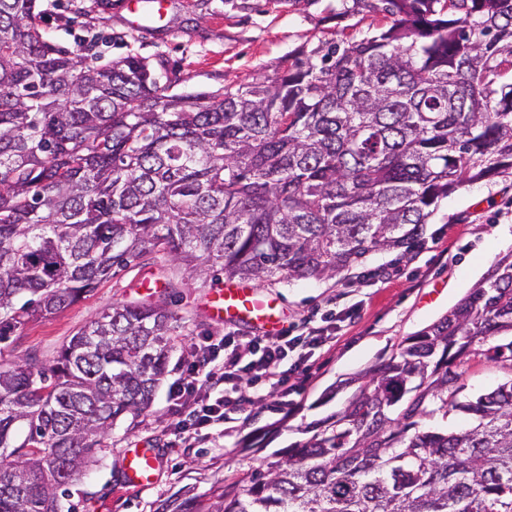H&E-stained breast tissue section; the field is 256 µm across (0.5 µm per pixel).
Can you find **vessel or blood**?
Segmentation results:
<instances>
[{"label":"vessel or blood","instance_id":"b4317fda","mask_svg":"<svg viewBox=\"0 0 512 512\" xmlns=\"http://www.w3.org/2000/svg\"><path fill=\"white\" fill-rule=\"evenodd\" d=\"M207 311L217 322H235L264 332H271L283 323V316L271 300L254 288L228 284L211 292ZM158 457L153 449L130 447L124 453L123 477L128 486L147 487L154 483Z\"/></svg>","mask_w":512,"mask_h":512}]
</instances>
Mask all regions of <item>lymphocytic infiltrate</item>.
<instances>
[{
  "label": "lymphocytic infiltrate",
  "instance_id": "f902f5d3",
  "mask_svg": "<svg viewBox=\"0 0 512 512\" xmlns=\"http://www.w3.org/2000/svg\"><path fill=\"white\" fill-rule=\"evenodd\" d=\"M332 341L330 328L321 325L306 326L298 335L286 328L275 336H257L245 346L231 331L200 337L169 390V400L181 414L175 425L178 445L193 447L203 431L233 421L245 377L263 379L269 396H278L288 382L283 362L291 357L304 361L307 351Z\"/></svg>",
  "mask_w": 512,
  "mask_h": 512
}]
</instances>
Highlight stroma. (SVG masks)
<instances>
[{
    "mask_svg": "<svg viewBox=\"0 0 512 512\" xmlns=\"http://www.w3.org/2000/svg\"><path fill=\"white\" fill-rule=\"evenodd\" d=\"M39 4L41 29L49 40L90 47L105 61L130 54L165 61L180 76L178 91L195 93L252 77L275 78L288 53L345 33L363 36L381 20L364 10L341 15L340 0H173L167 21L158 24L133 23L119 0ZM511 251L512 175L505 173L461 186L442 199L418 250L403 256L374 253L363 268L343 278L262 285L261 293L285 310L288 324L311 320L332 327L336 340L312 350L306 365L290 374L288 397H269L257 381L244 384L242 421L224 424L221 433L184 450L169 445L178 420L169 388L193 337L219 328L205 313L218 280H188L174 304L180 338L150 412L118 423L86 473L60 488L64 512H160L166 502L207 493L225 475L258 465L299 440L308 423L340 409L349 395L346 381L386 361L402 340L447 314ZM152 277L149 265L119 272L77 303L27 324L0 349V361L29 354L52 361L95 314L144 297L140 284ZM459 371L465 398L504 379L497 365L479 358L461 363ZM334 384L339 392L325 400ZM247 437L254 447H241ZM133 444L156 449L161 458L155 483L145 489L123 484V453Z\"/></svg>",
    "mask_w": 512,
    "mask_h": 512,
    "instance_id": "35a3bbf8",
    "label": "stroma"
}]
</instances>
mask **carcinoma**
<instances>
[{
  "instance_id": "1",
  "label": "carcinoma",
  "mask_w": 512,
  "mask_h": 512,
  "mask_svg": "<svg viewBox=\"0 0 512 512\" xmlns=\"http://www.w3.org/2000/svg\"><path fill=\"white\" fill-rule=\"evenodd\" d=\"M353 3L385 23L188 94L140 56L47 39L38 0H0V342L151 254L182 274L172 291L345 276L512 170V0ZM174 321L165 294L118 303L53 363L0 365V512H62L59 488L152 407ZM476 357L512 374V253L306 438L162 512H512V378L460 399ZM451 412L457 429L429 425Z\"/></svg>"
}]
</instances>
